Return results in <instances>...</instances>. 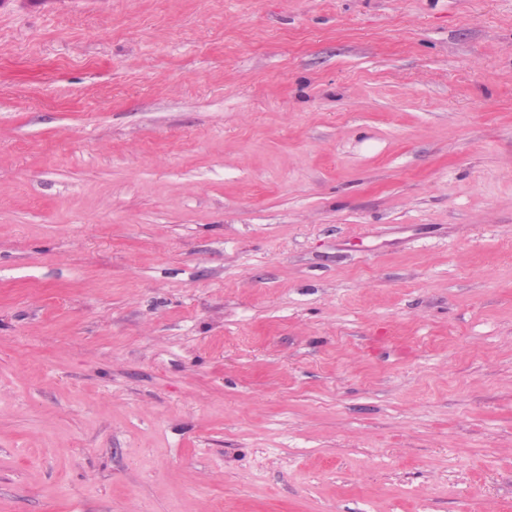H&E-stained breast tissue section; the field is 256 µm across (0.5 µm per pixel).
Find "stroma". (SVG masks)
<instances>
[{"label":"stroma","mask_w":512,"mask_h":512,"mask_svg":"<svg viewBox=\"0 0 512 512\" xmlns=\"http://www.w3.org/2000/svg\"><path fill=\"white\" fill-rule=\"evenodd\" d=\"M512 512V0H0V512Z\"/></svg>","instance_id":"obj_1"}]
</instances>
